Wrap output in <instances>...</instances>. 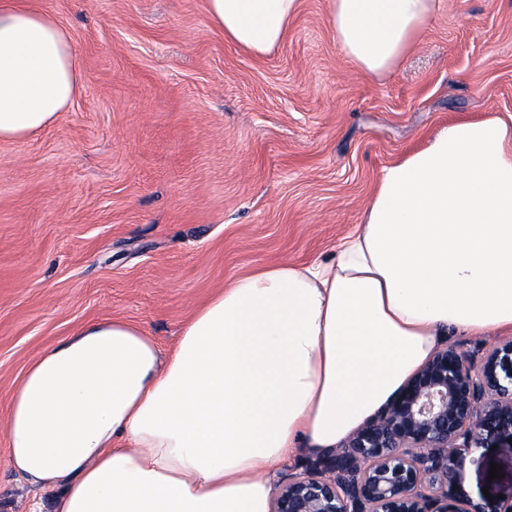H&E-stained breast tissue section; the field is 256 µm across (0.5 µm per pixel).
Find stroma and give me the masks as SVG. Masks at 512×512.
<instances>
[{"mask_svg": "<svg viewBox=\"0 0 512 512\" xmlns=\"http://www.w3.org/2000/svg\"><path fill=\"white\" fill-rule=\"evenodd\" d=\"M30 2L67 30L82 87L50 128L0 142V420L82 323L126 320L170 351L226 280L329 259L388 163L448 123L512 115V0H446L381 77L342 53L327 0H301L261 58L206 0ZM6 452L0 437V512H29ZM460 482L511 496L512 447L475 449Z\"/></svg>", "mask_w": 512, "mask_h": 512, "instance_id": "obj_1", "label": "stroma"}]
</instances>
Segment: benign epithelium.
<instances>
[{
    "label": "benign epithelium",
    "instance_id": "7a95c632",
    "mask_svg": "<svg viewBox=\"0 0 512 512\" xmlns=\"http://www.w3.org/2000/svg\"><path fill=\"white\" fill-rule=\"evenodd\" d=\"M512 444V340L445 346L342 446L280 481L271 512H512L454 488L474 448Z\"/></svg>",
    "mask_w": 512,
    "mask_h": 512
}]
</instances>
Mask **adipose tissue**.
Instances as JSON below:
<instances>
[{"label":"adipose tissue","mask_w":512,"mask_h":512,"mask_svg":"<svg viewBox=\"0 0 512 512\" xmlns=\"http://www.w3.org/2000/svg\"><path fill=\"white\" fill-rule=\"evenodd\" d=\"M299 0H207L227 41L282 44ZM341 51L393 71L441 0H328ZM65 29L0 0V140L51 126L77 96ZM512 333V119L442 127L386 165L330 260L225 283L162 353L139 326L79 325L15 382L5 467L48 492L33 512H270L273 472L344 444L439 349Z\"/></svg>","instance_id":"obj_1"}]
</instances>
